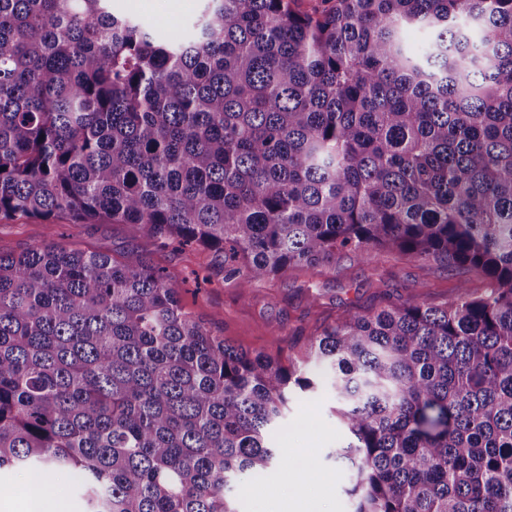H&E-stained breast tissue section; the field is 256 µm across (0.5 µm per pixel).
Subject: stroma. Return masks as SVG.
<instances>
[{
	"label": "stroma",
	"instance_id": "1",
	"mask_svg": "<svg viewBox=\"0 0 512 512\" xmlns=\"http://www.w3.org/2000/svg\"><path fill=\"white\" fill-rule=\"evenodd\" d=\"M114 10H133L139 19L162 32H181L198 14L201 0H112ZM100 251L114 256L137 251L165 269L180 286L185 310L207 322L214 335L249 352H266L283 364L302 365L312 337L353 315L411 301L441 305L460 291L487 292L484 275L469 268L448 270L386 251L364 262L348 253L312 267H293L240 286L225 277L223 255L196 246H161L131 224H72L59 218H0V253L18 254L38 243ZM334 395L293 401L283 422L281 439L296 463L297 482L270 474L275 493L247 490L239 512H351L345 493L351 475L329 453L345 433L333 412Z\"/></svg>",
	"mask_w": 512,
	"mask_h": 512
}]
</instances>
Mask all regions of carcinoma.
<instances>
[{
  "label": "carcinoma",
  "instance_id": "cac0c4a2",
  "mask_svg": "<svg viewBox=\"0 0 512 512\" xmlns=\"http://www.w3.org/2000/svg\"><path fill=\"white\" fill-rule=\"evenodd\" d=\"M204 2L162 37L0 0L1 218L134 224L245 285L397 249L493 288L353 316L296 368L139 255L0 254V471L64 473L84 512H236L327 386L353 512H512V0Z\"/></svg>",
  "mask_w": 512,
  "mask_h": 512
}]
</instances>
